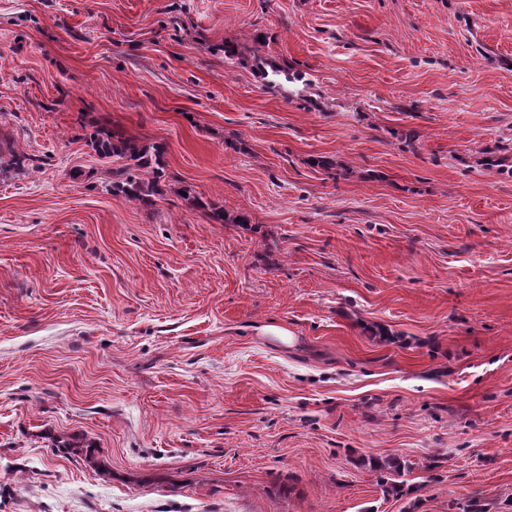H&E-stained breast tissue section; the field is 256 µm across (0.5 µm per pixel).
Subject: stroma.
<instances>
[{"mask_svg":"<svg viewBox=\"0 0 512 512\" xmlns=\"http://www.w3.org/2000/svg\"><path fill=\"white\" fill-rule=\"evenodd\" d=\"M0 150V512H512V0H0ZM88 144L102 159H111V162L112 158L125 160L124 164L111 171L112 194L138 199L146 204H153L154 198L162 195L158 183L165 176V144L144 143L133 136H117L104 127H96L88 135ZM140 172L152 174V177H143Z\"/></svg>","mask_w":512,"mask_h":512,"instance_id":"stroma-1","label":"stroma"}]
</instances>
